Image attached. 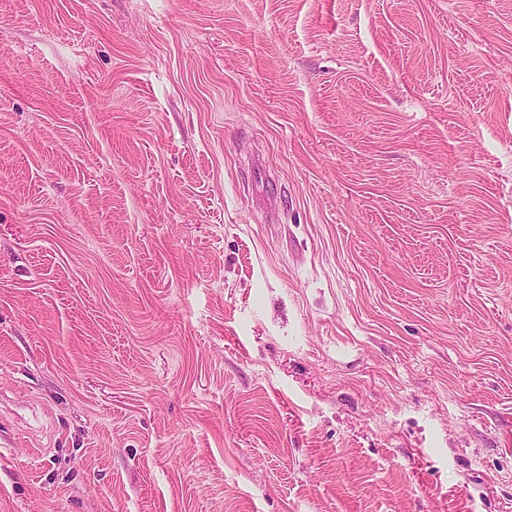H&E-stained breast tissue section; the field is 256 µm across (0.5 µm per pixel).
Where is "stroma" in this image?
I'll use <instances>...</instances> for the list:
<instances>
[{
  "mask_svg": "<svg viewBox=\"0 0 512 512\" xmlns=\"http://www.w3.org/2000/svg\"><path fill=\"white\" fill-rule=\"evenodd\" d=\"M0 512H512V0H0Z\"/></svg>",
  "mask_w": 512,
  "mask_h": 512,
  "instance_id": "1",
  "label": "stroma"
}]
</instances>
